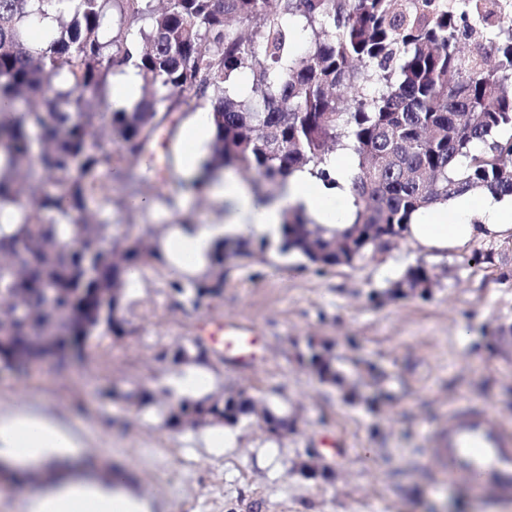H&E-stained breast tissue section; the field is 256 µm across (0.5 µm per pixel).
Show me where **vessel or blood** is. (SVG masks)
I'll return each mask as SVG.
<instances>
[{
	"instance_id": "1",
	"label": "vessel or blood",
	"mask_w": 512,
	"mask_h": 512,
	"mask_svg": "<svg viewBox=\"0 0 512 512\" xmlns=\"http://www.w3.org/2000/svg\"><path fill=\"white\" fill-rule=\"evenodd\" d=\"M224 349L243 360L255 358L258 337L253 329L225 326ZM435 451L449 482H464L492 495H512V431L489 409L452 407Z\"/></svg>"
}]
</instances>
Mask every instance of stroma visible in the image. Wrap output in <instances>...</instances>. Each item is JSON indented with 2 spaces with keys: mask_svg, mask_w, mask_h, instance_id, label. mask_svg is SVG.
Here are the masks:
<instances>
[{
  "mask_svg": "<svg viewBox=\"0 0 512 512\" xmlns=\"http://www.w3.org/2000/svg\"><path fill=\"white\" fill-rule=\"evenodd\" d=\"M178 139L158 138L153 172L126 207L112 166L104 214L116 239L157 246L176 227L220 224L226 206L182 189ZM425 267L429 294L392 296L408 268ZM169 265L125 289L124 333L92 337L68 365L0 371V413L34 412L79 433L97 459L154 512H512V497L449 483L433 455L457 404L489 408L512 429V230L433 257L398 238L352 264L317 270L278 244L224 262V288L207 310L172 295ZM240 321L263 355H217L210 329ZM208 351L196 358V340ZM325 347L339 378L310 368ZM247 397L237 422L172 426L185 399ZM285 419L272 434L268 415ZM19 487L0 477V512H27L44 482L27 465Z\"/></svg>",
  "mask_w": 512,
  "mask_h": 512,
  "instance_id": "35a3bbf8",
  "label": "stroma"
}]
</instances>
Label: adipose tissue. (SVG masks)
Segmentation results:
<instances>
[{
	"label": "adipose tissue",
	"mask_w": 512,
	"mask_h": 512,
	"mask_svg": "<svg viewBox=\"0 0 512 512\" xmlns=\"http://www.w3.org/2000/svg\"><path fill=\"white\" fill-rule=\"evenodd\" d=\"M338 190L328 192L310 172L294 174L280 201L260 205L238 178L229 176L208 188V195L230 205L223 223L202 224L173 232L163 243L164 255L176 271L190 275L201 270L216 239L250 230L271 240L282 235V209L303 207L318 223L351 232L352 198L346 191L348 161L336 167ZM512 225V207L492 194L457 197L451 208L415 212L402 236L427 251H447L449 245ZM81 438L72 429L33 413H0V463L37 461L51 466L46 486L30 501L29 512H152L148 500L127 490L119 481L103 479L76 453Z\"/></svg>",
	"instance_id": "ef3b65f1"
}]
</instances>
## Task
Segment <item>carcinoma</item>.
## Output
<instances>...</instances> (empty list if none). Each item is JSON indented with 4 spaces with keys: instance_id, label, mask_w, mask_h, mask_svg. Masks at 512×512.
I'll list each match as a JSON object with an SVG mask.
<instances>
[{
    "instance_id": "obj_1",
    "label": "carcinoma",
    "mask_w": 512,
    "mask_h": 512,
    "mask_svg": "<svg viewBox=\"0 0 512 512\" xmlns=\"http://www.w3.org/2000/svg\"><path fill=\"white\" fill-rule=\"evenodd\" d=\"M512 9L509 0H0V330L13 345L50 332L68 342L70 315L90 311L88 330L119 334L130 277L161 261L112 238L95 205L112 200V161L153 155L190 112L209 108V179L226 167L285 185L308 170L326 183L336 147L350 151L354 232L305 220L283 222L282 251L336 266L377 245L371 225L401 236L413 213L464 194L512 196ZM55 24L43 28L47 18ZM477 42L498 54L463 53ZM135 65L146 80L132 110L109 109V76ZM252 75L246 95L235 89ZM24 108H16L18 101ZM231 255L216 241L211 269ZM431 283L410 267L390 293ZM205 275L172 292L219 293ZM309 366L336 382L331 360ZM250 410L233 397L212 402L213 422Z\"/></svg>"
}]
</instances>
